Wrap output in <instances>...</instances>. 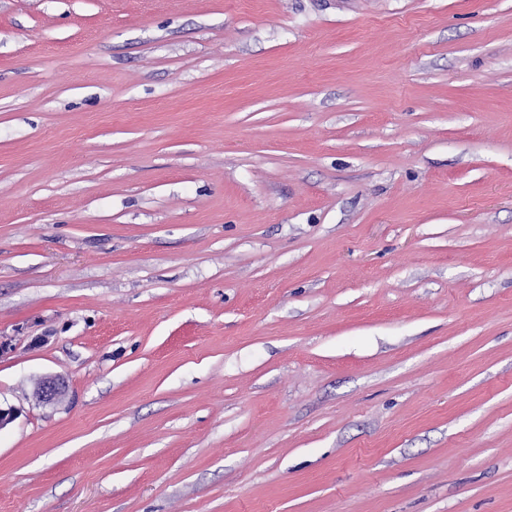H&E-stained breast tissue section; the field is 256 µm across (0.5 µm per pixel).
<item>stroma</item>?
<instances>
[{
  "instance_id": "1",
  "label": "stroma",
  "mask_w": 512,
  "mask_h": 512,
  "mask_svg": "<svg viewBox=\"0 0 512 512\" xmlns=\"http://www.w3.org/2000/svg\"><path fill=\"white\" fill-rule=\"evenodd\" d=\"M0 338V512H512V0H0ZM66 381L60 376H47L40 379L34 394L44 404L57 402L66 393Z\"/></svg>"
}]
</instances>
